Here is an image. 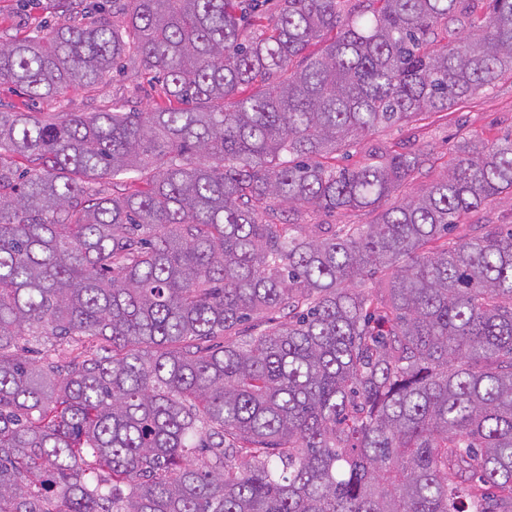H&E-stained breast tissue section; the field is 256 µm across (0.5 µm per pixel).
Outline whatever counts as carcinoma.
Listing matches in <instances>:
<instances>
[{
  "instance_id": "obj_1",
  "label": "carcinoma",
  "mask_w": 512,
  "mask_h": 512,
  "mask_svg": "<svg viewBox=\"0 0 512 512\" xmlns=\"http://www.w3.org/2000/svg\"><path fill=\"white\" fill-rule=\"evenodd\" d=\"M267 4L70 0L0 39L32 99L126 61L169 102L0 110V512H512V227L459 231L512 137L414 195L421 149L329 162L512 74V0ZM374 214L370 217L361 215L359 212L340 211L321 212L320 214L306 216L305 221L315 224H362L366 219H372ZM81 340L78 343H72L70 346L62 345V346H53L48 345H35L34 343H27L25 340H22L18 344V349L25 351H20L24 353L26 356L36 359L40 362H51V361H69L76 358V360H81L83 355L86 352H92V350H96L97 346H99L98 339L81 337ZM34 349L37 352H27L26 350Z\"/></svg>"
}]
</instances>
